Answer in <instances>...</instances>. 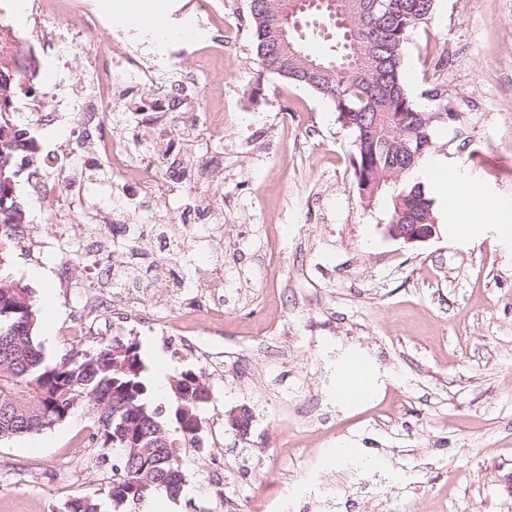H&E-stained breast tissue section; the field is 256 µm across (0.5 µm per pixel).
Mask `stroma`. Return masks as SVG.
<instances>
[{
	"label": "stroma",
	"mask_w": 512,
	"mask_h": 512,
	"mask_svg": "<svg viewBox=\"0 0 512 512\" xmlns=\"http://www.w3.org/2000/svg\"><path fill=\"white\" fill-rule=\"evenodd\" d=\"M124 2L113 18L132 55L148 56L153 32L168 28L189 62L202 36L216 33L196 0H146L151 25L131 21L136 0ZM214 2L220 21L241 31L203 69L185 72L180 91L188 111L223 110L224 142L197 137L176 160L186 169L195 151L223 158L222 195L189 221L207 224L212 207L224 210V334L203 340L236 357L237 371L212 376L158 332L114 326L110 340L138 342L145 366L163 358L171 375L191 370L207 387L199 440L181 451L178 503L113 506L117 454L93 441L95 414L83 407L50 429L0 441V512H61L78 496L106 512H223L205 488L219 452L225 493L251 512H268L284 494L289 512H512V168L502 159L512 150V0H437L406 48L410 96L424 105L427 90L444 85L464 132L459 140L454 128L439 129L435 153L508 214L506 225L460 232L434 188L436 233L414 244L388 236L384 206L359 196L354 137L333 105L259 66L249 0ZM15 191L45 243L14 244L9 271L37 311L55 307L37 327L46 362L98 348L99 340L61 334L75 292L30 275L66 262L50 224L55 200L38 198L24 172ZM207 249L186 243L169 262L183 289L155 296L158 309L193 298L185 263ZM274 312L287 336L266 333ZM348 375L362 384L359 399L338 397ZM240 407L252 414L244 433L228 423Z\"/></svg>",
	"instance_id": "obj_1"
}]
</instances>
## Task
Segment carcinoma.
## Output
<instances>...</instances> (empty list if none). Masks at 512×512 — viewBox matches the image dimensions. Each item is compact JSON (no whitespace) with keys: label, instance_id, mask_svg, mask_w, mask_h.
<instances>
[{"label":"carcinoma","instance_id":"1","mask_svg":"<svg viewBox=\"0 0 512 512\" xmlns=\"http://www.w3.org/2000/svg\"><path fill=\"white\" fill-rule=\"evenodd\" d=\"M256 57L262 70L304 86L331 102L342 126L354 135L352 166L367 206L390 198V224H433V199L413 172L434 143L439 125L455 122L442 89L426 96L439 109H421L402 83L404 55L412 34L430 20L437 0H333L314 14L296 0H250ZM297 12L301 22L318 20L335 34L334 54L317 71L302 59L300 34L281 41V21ZM23 62L0 57V154L13 163L31 151L27 129L18 126L10 102L23 84ZM0 181V440L40 433L88 406L97 415L102 447L119 453L121 479L114 505L157 496L179 499L184 483L180 449L203 427L209 393L200 376H177L168 415L148 393L135 342H114L55 364L45 362L36 340V308L29 288L11 276L15 228L27 223L13 194ZM63 512H103L101 503L77 497Z\"/></svg>","mask_w":512,"mask_h":512}]
</instances>
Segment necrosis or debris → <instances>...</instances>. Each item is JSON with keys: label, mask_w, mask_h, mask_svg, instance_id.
I'll return each instance as SVG.
<instances>
[{"label": "necrosis or debris", "mask_w": 512, "mask_h": 512, "mask_svg": "<svg viewBox=\"0 0 512 512\" xmlns=\"http://www.w3.org/2000/svg\"><path fill=\"white\" fill-rule=\"evenodd\" d=\"M11 7L29 6L36 23V42L32 45L13 43L9 50L26 57H35L36 64L23 74L25 83L35 91L25 102L16 106L27 113L31 140L38 150H44L47 171H35L29 176L38 196L55 198L59 204L56 239L65 245H76L77 252L89 273L87 281L75 283L68 274H61L62 287L77 288L78 303L75 314L65 334L76 342L102 335L101 312L106 290L117 289L126 319L143 327L157 330L162 335L178 340L186 355L200 356L205 365L220 371L223 360L200 352L191 337L198 332L213 334L224 332V268L209 259H198L192 277L198 293L197 300L182 308L180 315L169 317L155 309L152 300L154 288H142L125 278V271L135 251L113 255L112 246L97 240L71 237L69 226L79 217L108 224V215L93 202L79 183L85 171H104L108 181L121 188L120 208L138 214L154 213L167 206V199L153 189L160 179L163 166L177 145L206 130L210 140L223 141V112H208L199 116L193 112L173 117L169 109L168 92L160 84L152 67L129 55L114 35H107L97 42L85 39L88 30L102 27L101 16L89 0H10ZM52 14L60 21L59 29L42 27L44 15ZM81 50L92 73L90 83L79 95L69 92L67 58L74 50ZM129 80L149 87L155 98L154 106L133 113V126L146 123L157 126L159 138L150 151L149 163L135 159L129 149L128 130H113L112 86L116 81ZM54 126L57 137L52 147H45L42 132ZM100 129L101 134L82 153L70 152L71 144H82L88 126Z\"/></svg>", "instance_id": "necrosis-or-debris-1"}]
</instances>
